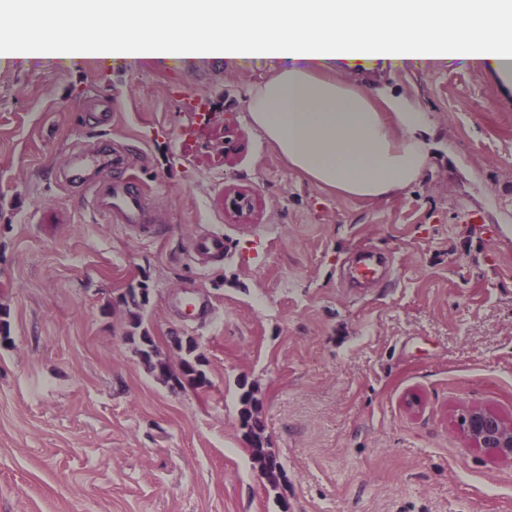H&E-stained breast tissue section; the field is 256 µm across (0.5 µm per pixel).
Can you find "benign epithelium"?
<instances>
[{
  "instance_id": "obj_1",
  "label": "benign epithelium",
  "mask_w": 512,
  "mask_h": 512,
  "mask_svg": "<svg viewBox=\"0 0 512 512\" xmlns=\"http://www.w3.org/2000/svg\"><path fill=\"white\" fill-rule=\"evenodd\" d=\"M231 205L240 216H248L254 209L252 196L240 193ZM464 435L472 448L479 449L499 461L512 462V421L486 407H473L460 419Z\"/></svg>"
}]
</instances>
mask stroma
Masks as SVG:
<instances>
[{
  "instance_id": "1",
  "label": "stroma",
  "mask_w": 512,
  "mask_h": 512,
  "mask_svg": "<svg viewBox=\"0 0 512 512\" xmlns=\"http://www.w3.org/2000/svg\"><path fill=\"white\" fill-rule=\"evenodd\" d=\"M272 69L0 63V512H512V463L458 424L471 407L512 419V80L470 58L360 74L433 121L422 180L362 200L292 171L251 124ZM99 150L127 156L103 174L140 183L151 234L63 182ZM235 191L255 199L248 218ZM204 233L223 234V261H197ZM365 250L389 266L359 288L346 277ZM131 287L150 292L143 324L171 370L172 337L195 340L205 386L145 368ZM176 292L212 314L182 316Z\"/></svg>"
}]
</instances>
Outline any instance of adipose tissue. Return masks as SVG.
<instances>
[{
    "label": "adipose tissue",
    "instance_id": "adipose-tissue-1",
    "mask_svg": "<svg viewBox=\"0 0 512 512\" xmlns=\"http://www.w3.org/2000/svg\"><path fill=\"white\" fill-rule=\"evenodd\" d=\"M59 54L84 57L91 24L107 61L189 64L260 57L274 71L247 103L289 168L322 189L381 199L429 165L427 112L385 89L345 82L356 67L474 56L512 79V0H62Z\"/></svg>",
    "mask_w": 512,
    "mask_h": 512
}]
</instances>
